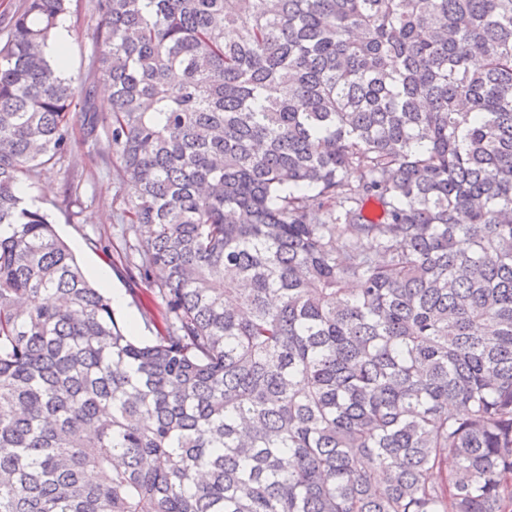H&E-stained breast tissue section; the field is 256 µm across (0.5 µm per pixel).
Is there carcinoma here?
<instances>
[{
	"label": "carcinoma",
	"instance_id": "1",
	"mask_svg": "<svg viewBox=\"0 0 512 512\" xmlns=\"http://www.w3.org/2000/svg\"><path fill=\"white\" fill-rule=\"evenodd\" d=\"M70 2L0 47V512H512V0H95L101 118ZM76 117L148 341L21 197ZM93 0H73L70 12L60 17L57 23V38L50 44V52L64 58L65 70L76 79L78 101L85 87L93 89L92 106L99 115L109 113L110 107L104 92L105 84L101 74L94 65L96 50L93 31L98 23V16L93 9ZM67 29L70 38L66 45ZM66 48V51H65Z\"/></svg>",
	"mask_w": 512,
	"mask_h": 512
}]
</instances>
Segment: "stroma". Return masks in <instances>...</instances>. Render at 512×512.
<instances>
[{
  "label": "stroma",
  "instance_id": "35a3bbf8",
  "mask_svg": "<svg viewBox=\"0 0 512 512\" xmlns=\"http://www.w3.org/2000/svg\"><path fill=\"white\" fill-rule=\"evenodd\" d=\"M64 20L70 35L65 69L75 77L78 88H92L94 110L101 115L108 114L105 84L94 65L93 31L98 17L92 0H72ZM71 137V155L53 172L25 184V199L49 215L84 274H91L96 268L111 270V288L123 298L122 307L116 311L117 319L121 325H135L138 339H149L162 321V310L154 290L144 281L131 277L121 259L125 248L121 206L128 187L116 175V158L106 142L86 140L77 125L73 126ZM72 181L78 186L77 198L67 205L63 196Z\"/></svg>",
  "mask_w": 512,
  "mask_h": 512
}]
</instances>
